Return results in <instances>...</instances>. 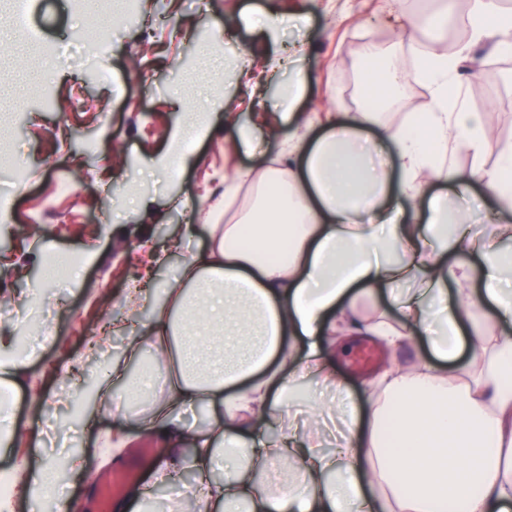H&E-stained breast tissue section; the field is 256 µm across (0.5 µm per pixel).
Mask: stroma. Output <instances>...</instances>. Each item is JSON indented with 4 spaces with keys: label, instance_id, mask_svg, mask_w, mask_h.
I'll list each match as a JSON object with an SVG mask.
<instances>
[{
    "label": "stroma",
    "instance_id": "obj_1",
    "mask_svg": "<svg viewBox=\"0 0 512 512\" xmlns=\"http://www.w3.org/2000/svg\"><path fill=\"white\" fill-rule=\"evenodd\" d=\"M14 0H0V138L11 146L0 164V211L8 231L0 250V291H16L30 271H43L48 255L80 262L71 283L46 285L37 306L54 323L50 342L36 347L16 392L13 417L22 433L0 469L22 472L40 454L82 452L86 471L68 475L63 494L75 512H93L91 487L112 469L100 448L109 418L66 424L59 404L66 369L76 360L94 371L120 353L125 335L111 337L99 360L86 357L105 317L121 320L131 282L143 274L172 280L174 250L204 252L205 223L224 201V185L238 170L282 158L287 131L257 123L261 112L288 107L291 70L306 74L296 108L318 117L373 106L358 73L365 44L383 39L405 71L414 51L392 27V11L426 12L432 0H139L135 23L82 28L81 0H29L28 28L16 20ZM280 18L268 30L263 13ZM101 43L110 77L100 80L83 41ZM463 100L485 124L512 122V56L487 63L480 81H466ZM234 111L241 130L262 140L255 157L226 142L224 114ZM201 129L192 144L175 132L184 114ZM184 155L177 171L167 154ZM165 264H153L160 250ZM427 337L414 332L394 351L366 340L336 359V375L356 402L391 363L428 356Z\"/></svg>",
    "mask_w": 512,
    "mask_h": 512
}]
</instances>
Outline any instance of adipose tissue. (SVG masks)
I'll list each match as a JSON object with an SVG mask.
<instances>
[{
    "mask_svg": "<svg viewBox=\"0 0 512 512\" xmlns=\"http://www.w3.org/2000/svg\"><path fill=\"white\" fill-rule=\"evenodd\" d=\"M469 41L455 52L419 50L418 76L431 105L416 123L393 127L375 110L330 112L322 125L305 113H274L269 132L287 130L286 165L237 173L224 189L231 219L209 224L210 245L181 260L180 275L162 289L163 302L131 327L125 350L109 362L97 402L81 419L112 413L135 420L161 451L147 478L126 486L115 512H151L153 487L173 485L179 471L197 473L183 488L203 512H512V149L495 168L480 160L492 140L482 113L459 99L460 66L481 74L483 58L512 55V12L497 0H472ZM364 89L389 101L405 71L396 58L365 47ZM395 149L393 165L376 163V140ZM463 150L470 168L444 165L441 154ZM448 182L457 196L474 186L499 208L483 215L449 213L448 200L428 187ZM455 261H448L447 252ZM477 255L478 267L462 260ZM408 284L395 301L403 315L359 316L360 297ZM489 307L494 333L476 311ZM432 330L434 363L385 369L374 398L358 410L336 377L332 354L361 336L397 348L413 328ZM472 355L448 367L463 344ZM157 368L132 376L144 351ZM315 376L333 398L313 394L308 417L331 416L345 432L333 452L300 431L293 405L302 379ZM138 390L148 408L132 412L115 390ZM206 407L203 426L182 412ZM277 423L279 435L240 444L256 425ZM192 456H183V447ZM291 463L301 482L288 489L255 486L243 457ZM228 476L211 480L215 464ZM82 454L59 462L38 458L27 470L31 501L42 499L63 472L84 470Z\"/></svg>",
    "mask_w": 512,
    "mask_h": 512,
    "instance_id": "ef3b65f1",
    "label": "adipose tissue"
}]
</instances>
